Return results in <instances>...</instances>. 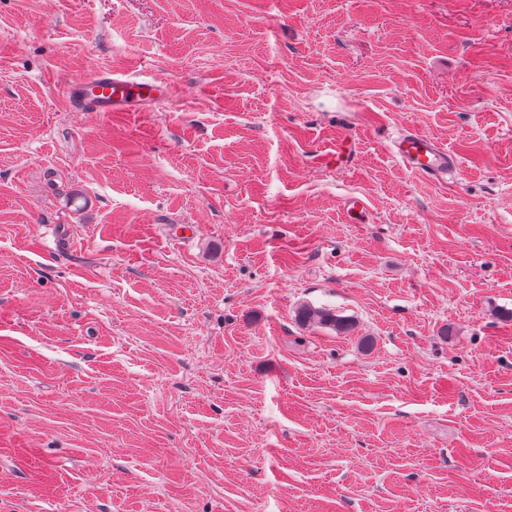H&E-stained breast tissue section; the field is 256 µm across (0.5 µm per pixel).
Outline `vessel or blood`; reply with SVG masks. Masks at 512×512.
Here are the masks:
<instances>
[{"label": "vessel or blood", "instance_id": "obj_1", "mask_svg": "<svg viewBox=\"0 0 512 512\" xmlns=\"http://www.w3.org/2000/svg\"><path fill=\"white\" fill-rule=\"evenodd\" d=\"M65 94L80 112H142L161 101H174L180 91L171 82L135 73L99 70L68 82ZM388 151L412 173L439 182L458 171V160L433 137L404 131L387 142Z\"/></svg>", "mask_w": 512, "mask_h": 512}]
</instances>
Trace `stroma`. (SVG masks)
I'll use <instances>...</instances> for the list:
<instances>
[{
	"instance_id": "1",
	"label": "stroma",
	"mask_w": 512,
	"mask_h": 512,
	"mask_svg": "<svg viewBox=\"0 0 512 512\" xmlns=\"http://www.w3.org/2000/svg\"><path fill=\"white\" fill-rule=\"evenodd\" d=\"M0 512H512V0H0ZM65 94L79 112H143L160 101H175L180 90L172 82L135 73L98 70L67 83ZM388 151L409 171L439 182H448L458 171V160L433 137L404 131L387 142ZM294 317L300 324L304 325L308 322L316 321L324 327L339 333L347 332L352 327V323L348 318L340 316L330 310L315 309L309 305L299 306L295 311Z\"/></svg>"
}]
</instances>
